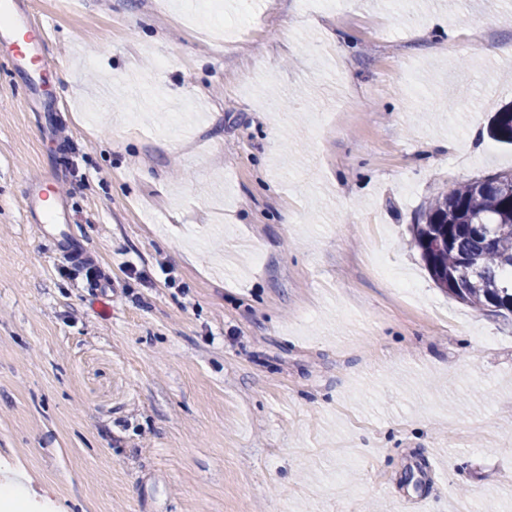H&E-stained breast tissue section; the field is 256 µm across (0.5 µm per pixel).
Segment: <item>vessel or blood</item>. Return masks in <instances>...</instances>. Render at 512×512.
Masks as SVG:
<instances>
[{
  "mask_svg": "<svg viewBox=\"0 0 512 512\" xmlns=\"http://www.w3.org/2000/svg\"><path fill=\"white\" fill-rule=\"evenodd\" d=\"M29 0H0V46L10 45L14 52L13 62L28 80L29 86L44 82L47 71L44 61L50 49L48 31L45 27L29 22ZM58 181L45 176L30 183L27 197L29 223L39 225L42 237L53 238L57 249L65 255H81L82 249L66 234L64 227L69 224L65 208L66 199L58 194ZM56 190L53 209L43 206L46 190Z\"/></svg>",
  "mask_w": 512,
  "mask_h": 512,
  "instance_id": "vessel-or-blood-1",
  "label": "vessel or blood"
}]
</instances>
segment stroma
Returning a JSON list of instances; mask_svg holds the SVG:
<instances>
[{
  "instance_id": "stroma-1",
  "label": "stroma",
  "mask_w": 512,
  "mask_h": 512,
  "mask_svg": "<svg viewBox=\"0 0 512 512\" xmlns=\"http://www.w3.org/2000/svg\"><path fill=\"white\" fill-rule=\"evenodd\" d=\"M0 52V465L56 512H512V315L411 228L512 170V0H31ZM479 127V139L469 137ZM59 180L101 278L25 211ZM134 264L127 274L126 264ZM30 2L28 0L0 1V46L9 44L14 52L13 62L27 78L33 96L37 85L44 82L48 70L43 66L46 54L50 55L48 31L44 26L29 23ZM24 35V48L19 38ZM41 61L34 67L32 63ZM489 132L497 141L512 144V106L496 113Z\"/></svg>"
}]
</instances>
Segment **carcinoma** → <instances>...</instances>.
Instances as JSON below:
<instances>
[{"label": "carcinoma", "instance_id": "obj_1", "mask_svg": "<svg viewBox=\"0 0 512 512\" xmlns=\"http://www.w3.org/2000/svg\"><path fill=\"white\" fill-rule=\"evenodd\" d=\"M490 135L512 144V106ZM512 171L458 184L436 196L413 241L435 285L479 311L512 314Z\"/></svg>", "mask_w": 512, "mask_h": 512}]
</instances>
